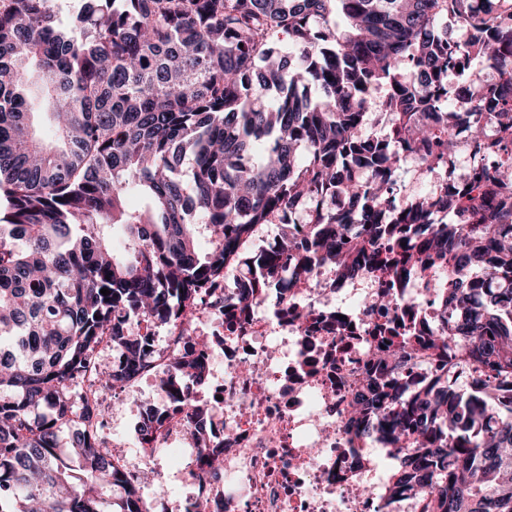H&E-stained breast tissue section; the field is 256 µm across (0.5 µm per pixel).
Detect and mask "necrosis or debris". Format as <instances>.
Returning a JSON list of instances; mask_svg holds the SVG:
<instances>
[{"mask_svg": "<svg viewBox=\"0 0 512 512\" xmlns=\"http://www.w3.org/2000/svg\"><path fill=\"white\" fill-rule=\"evenodd\" d=\"M203 323L194 336L209 340L207 402L224 435V479L202 484L186 420L169 417L155 446L188 459L190 490L174 498L159 485L162 512H196L204 496L222 501L224 512H423L416 498L391 496L377 458L386 442L364 435L351 412L377 376L405 397L446 379L473 383L468 348L454 341L411 345L396 362L378 361L394 329L425 336L440 326L427 271L406 269L398 281L382 271L345 279L320 264L289 290L287 306L259 297L236 320L210 313ZM152 344L153 366L128 393L153 391L163 409L161 381L178 345L170 335Z\"/></svg>", "mask_w": 512, "mask_h": 512, "instance_id": "4bbe7bcc", "label": "necrosis or debris"}]
</instances>
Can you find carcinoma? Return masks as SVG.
Segmentation results:
<instances>
[{
    "mask_svg": "<svg viewBox=\"0 0 512 512\" xmlns=\"http://www.w3.org/2000/svg\"><path fill=\"white\" fill-rule=\"evenodd\" d=\"M76 22L77 36L57 0H0V512H148L143 477L102 452L104 409L84 393L105 336L122 360L96 373L99 390L146 366L134 322L179 331L162 386L219 476L224 441L193 391L207 343L185 310L286 305L316 265L356 277L353 255L406 237L415 251L391 272L453 271L434 284L452 327L430 342L460 332L483 379L395 393L352 420L388 430L392 488L429 512H512V0H85ZM478 57L494 79L449 91ZM378 104L387 130L366 134ZM460 137L474 165L455 182ZM409 156L436 179L426 197L400 195ZM263 224L306 229L236 253ZM233 255L238 293H208ZM487 277L506 287L475 298ZM163 420L142 408L149 453Z\"/></svg>",
    "mask_w": 512,
    "mask_h": 512,
    "instance_id": "cac0c4a2",
    "label": "carcinoma"
}]
</instances>
